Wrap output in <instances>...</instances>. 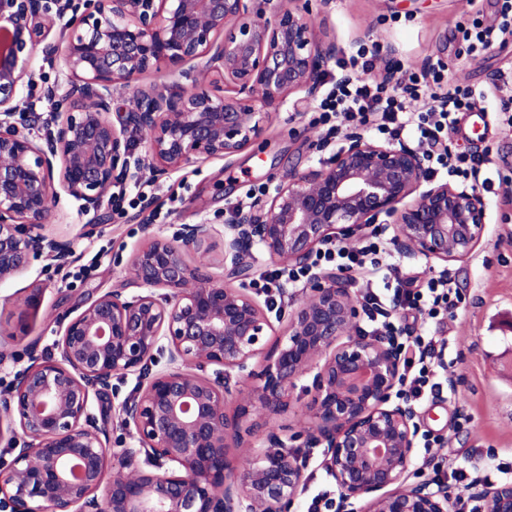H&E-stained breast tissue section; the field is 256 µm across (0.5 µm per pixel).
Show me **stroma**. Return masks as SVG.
<instances>
[{"instance_id": "stroma-1", "label": "stroma", "mask_w": 512, "mask_h": 512, "mask_svg": "<svg viewBox=\"0 0 512 512\" xmlns=\"http://www.w3.org/2000/svg\"><path fill=\"white\" fill-rule=\"evenodd\" d=\"M503 0H292L312 24L317 40L336 48L322 69V86L341 77L343 60L359 45L378 43L381 58L373 78L401 69L419 72L441 69L450 85L484 92L486 118L465 117L450 141L458 149L486 148L493 162L492 185L483 237L472 255L442 264L392 251L390 261L400 276L449 271L463 301L455 318L426 319L419 334L444 341L440 382L449 390L416 405L419 432L435 438L434 447L417 446L410 482L428 480L433 466L480 469L488 463L512 464V330L503 325L512 315V133L501 132L496 114L502 102L512 101V34L498 35L478 54H467L460 28L472 22L490 26L500 21ZM33 82L19 102L15 121L46 136L53 104L47 89L64 96L66 84L58 61L43 52L32 59ZM317 100L300 107L284 103L270 113L263 134L228 158H196L179 171L156 175L130 169L116 180L128 195L141 194L159 217L143 227L136 211L113 214L111 205L86 211L80 202L61 196L52 206L47 235L68 242L69 266L58 269L34 260L29 270L0 283V397L6 396L32 356H49L62 320L92 297L115 288L135 295L130 258L146 233L173 238L182 225L207 222L223 228L226 209L249 204L273 191L288 170L317 169L345 145V138L329 141L313 122ZM311 376L298 381L288 412L267 421L246 447L232 449L233 458L249 456L251 447L266 445L267 433L285 441L290 452L308 454L307 468L315 478L313 490L335 491L334 480L321 465L322 449L307 453L312 399Z\"/></svg>"}]
</instances>
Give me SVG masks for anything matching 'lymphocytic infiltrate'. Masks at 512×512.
<instances>
[{
	"mask_svg": "<svg viewBox=\"0 0 512 512\" xmlns=\"http://www.w3.org/2000/svg\"><path fill=\"white\" fill-rule=\"evenodd\" d=\"M416 74L402 73L395 87L385 83H369L358 78L343 77L319 105L315 121L333 135L340 127H368L378 134L397 139L415 133L417 144L424 153L434 158L449 175L469 179L472 184L488 187V152L455 151L448 142V132L458 122L461 112L472 110L471 90L458 87L429 95H422ZM376 244L357 248L331 245L318 254L317 259L326 268L341 272L378 268ZM362 308L370 323L372 335L394 331L396 322H404L408 314L436 317L451 312L461 301L452 287L448 274L429 278L425 287H414L412 280L394 277L383 287L369 288L360 296ZM406 336L401 349L407 375L405 395L413 402L438 395L435 382V341L415 334L412 327L403 329Z\"/></svg>",
	"mask_w": 512,
	"mask_h": 512,
	"instance_id": "f902f5d3",
	"label": "lymphocytic infiltrate"
}]
</instances>
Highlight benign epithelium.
<instances>
[{
  "label": "benign epithelium",
  "instance_id": "7a95c632",
  "mask_svg": "<svg viewBox=\"0 0 512 512\" xmlns=\"http://www.w3.org/2000/svg\"><path fill=\"white\" fill-rule=\"evenodd\" d=\"M0 0V282L37 255L59 264L69 245L37 230L65 194L100 207L131 164L129 132L145 137L142 163L181 169L194 157H229L263 133L248 108L271 109L293 94L304 102L336 46L316 42L288 0ZM224 38H217L218 34ZM58 57L68 83L42 144L12 122L32 81L39 45ZM200 62L224 82L212 94L191 86L134 85L153 68ZM130 91L124 108L112 102ZM487 203L473 185L435 181L424 155L405 142L358 132L322 168L290 172L265 200L224 225L228 276L248 277L255 244L285 266L307 265L318 249L348 242L385 214L404 254L448 263L479 245ZM214 225L185 224L171 239L150 237L130 265L143 292L114 288L63 325L54 353L36 358L10 392L24 438L0 467V512H288L304 481L291 452L264 451L232 464L258 426L288 410L296 383L313 375L309 413L326 448L324 465L353 512H452V493L407 483L415 457V413L393 400L403 377L390 336H352L359 304L352 281L315 272L279 335L244 288L192 269L185 256L207 246ZM167 340V368L119 406L112 424L134 429L137 448L110 447V428L92 401L115 374L140 373ZM261 359L260 381L243 375ZM212 369V375L201 372ZM240 372L233 383L231 371ZM484 512H512V482L476 492Z\"/></svg>",
  "mask_w": 512,
  "mask_h": 512
}]
</instances>
